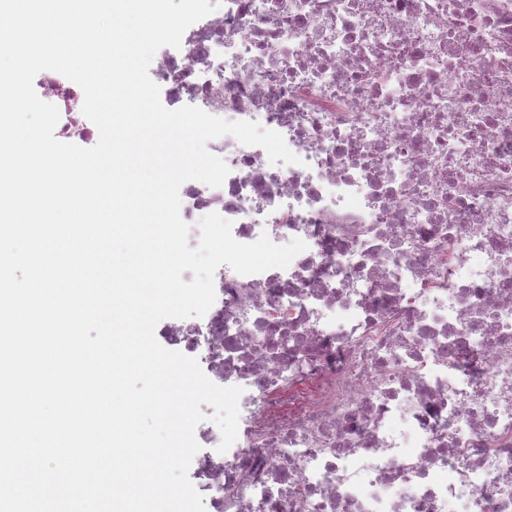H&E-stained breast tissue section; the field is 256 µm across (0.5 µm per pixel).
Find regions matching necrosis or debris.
I'll list each match as a JSON object with an SVG mask.
<instances>
[{
    "label": "necrosis or debris",
    "instance_id": "4bbe7bcc",
    "mask_svg": "<svg viewBox=\"0 0 512 512\" xmlns=\"http://www.w3.org/2000/svg\"><path fill=\"white\" fill-rule=\"evenodd\" d=\"M149 72L300 159L225 135L223 185H183L190 246L213 212L307 245L219 266L160 331L243 390L228 451L195 429L206 512H512V0H223ZM39 96L98 141L78 85L45 70Z\"/></svg>",
    "mask_w": 512,
    "mask_h": 512
}]
</instances>
